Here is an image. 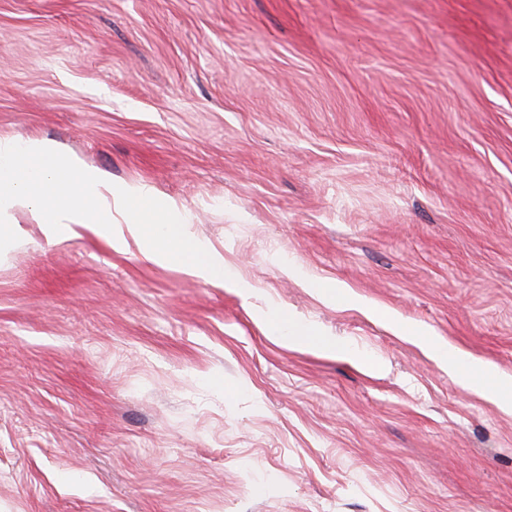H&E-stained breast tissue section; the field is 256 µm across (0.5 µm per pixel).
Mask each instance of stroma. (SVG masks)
I'll use <instances>...</instances> for the list:
<instances>
[{"label":"stroma","instance_id":"35a3bbf8","mask_svg":"<svg viewBox=\"0 0 512 512\" xmlns=\"http://www.w3.org/2000/svg\"><path fill=\"white\" fill-rule=\"evenodd\" d=\"M0 136L226 274L13 211L0 512H512V0H0ZM288 327V330L286 331V334L282 336L284 339L288 340V342L292 343H306L311 346H314L316 348L322 349V350H337L341 352H349V350L340 344L339 342H331V341H325L320 336H317L313 333V331L304 326V325H298V324H290L288 319L282 320ZM430 355L442 363L448 365V374L458 378L461 382L467 385L476 384L475 380L469 377L460 375V370L463 368H470L479 373H485L486 370L477 365L474 359L465 356L462 352L453 349L447 345L435 344L430 341L425 342ZM486 391L496 399L501 410L507 413L512 411V377L508 374L499 376L497 383L491 387H485Z\"/></svg>","mask_w":512,"mask_h":512}]
</instances>
